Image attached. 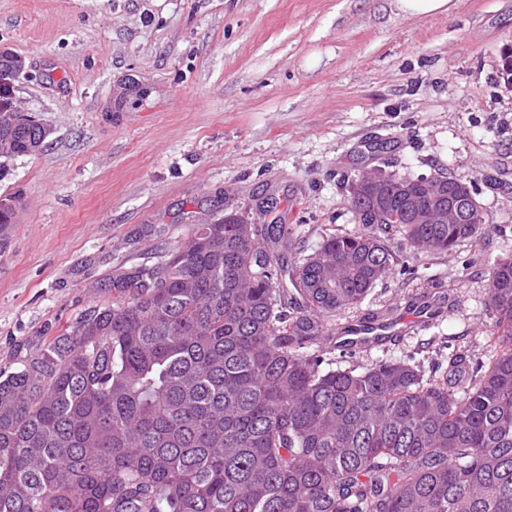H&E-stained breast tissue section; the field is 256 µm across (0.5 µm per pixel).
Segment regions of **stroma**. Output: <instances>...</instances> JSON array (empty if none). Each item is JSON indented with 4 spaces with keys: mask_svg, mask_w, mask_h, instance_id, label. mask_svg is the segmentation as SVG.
Here are the masks:
<instances>
[{
    "mask_svg": "<svg viewBox=\"0 0 512 512\" xmlns=\"http://www.w3.org/2000/svg\"><path fill=\"white\" fill-rule=\"evenodd\" d=\"M0 45L25 63L15 104L50 131L39 153L0 160V196L19 198L0 371L101 302L113 269L157 263L228 209L292 225L308 254L322 225L360 231L343 178L379 141L397 171L474 177L491 222L428 258L392 240V273L339 326L412 296L448 305L336 365L489 361L487 279L512 255V87L497 76L512 0L422 18L392 0H0Z\"/></svg>",
    "mask_w": 512,
    "mask_h": 512,
    "instance_id": "stroma-1",
    "label": "stroma"
}]
</instances>
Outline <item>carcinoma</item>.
I'll use <instances>...</instances> for the list:
<instances>
[{
    "label": "carcinoma",
    "instance_id": "cac0c4a2",
    "mask_svg": "<svg viewBox=\"0 0 512 512\" xmlns=\"http://www.w3.org/2000/svg\"><path fill=\"white\" fill-rule=\"evenodd\" d=\"M6 78L0 158L37 153ZM379 202L386 221L311 254L287 224H196L113 270L109 300L0 373V512H512L511 255L487 280L489 364L333 368L357 348L334 318L392 270V236L429 257L483 228L412 223L423 185ZM18 203L0 199L1 248Z\"/></svg>",
    "mask_w": 512,
    "mask_h": 512
}]
</instances>
